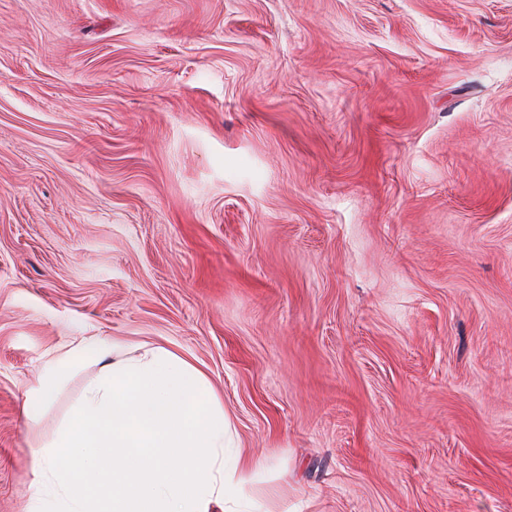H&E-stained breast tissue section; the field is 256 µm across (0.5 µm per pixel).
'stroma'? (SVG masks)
<instances>
[{"label":"stroma","mask_w":512,"mask_h":512,"mask_svg":"<svg viewBox=\"0 0 512 512\" xmlns=\"http://www.w3.org/2000/svg\"><path fill=\"white\" fill-rule=\"evenodd\" d=\"M96 338L207 374L255 512H512V0H0V512Z\"/></svg>","instance_id":"35a3bbf8"}]
</instances>
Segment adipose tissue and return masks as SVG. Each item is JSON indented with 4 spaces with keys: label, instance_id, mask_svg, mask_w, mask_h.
<instances>
[{
    "label": "adipose tissue",
    "instance_id": "adipose-tissue-1",
    "mask_svg": "<svg viewBox=\"0 0 512 512\" xmlns=\"http://www.w3.org/2000/svg\"><path fill=\"white\" fill-rule=\"evenodd\" d=\"M87 360L99 373L32 457V512H250L254 470L227 456L229 417L208 377L166 348L79 341L47 360L32 407Z\"/></svg>",
    "mask_w": 512,
    "mask_h": 512
}]
</instances>
